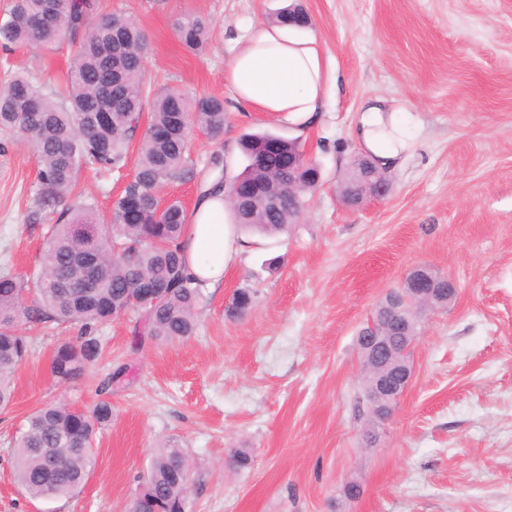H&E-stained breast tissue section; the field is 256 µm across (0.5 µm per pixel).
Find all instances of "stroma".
Masks as SVG:
<instances>
[{
    "mask_svg": "<svg viewBox=\"0 0 512 512\" xmlns=\"http://www.w3.org/2000/svg\"><path fill=\"white\" fill-rule=\"evenodd\" d=\"M287 0H101L106 13L136 21L150 45L152 88H182L224 101L218 136L190 133L195 176L173 182L162 201L193 211L213 172L245 161L242 134L268 130L298 140L322 170L300 221L277 236L244 234L222 287L203 288L192 336L139 342L127 312L100 331L101 356L62 384L56 347L76 336L40 330L15 374V399L0 410V512H125L155 451L177 443L192 469L191 512H512V0H301L336 71L315 123L236 107L224 84L234 40L273 19ZM211 23L202 51L186 49L174 23ZM71 62L68 41L0 48V81L15 72L44 82ZM383 96L417 112V148L387 172L390 192L344 207L338 186L363 151L352 135L365 98ZM84 168L78 188L101 218L132 176ZM38 158L33 145L0 131V270L36 275L54 216L29 218ZM454 279L458 295L431 314L413 353L414 375L378 447L361 440L356 413L361 360L356 336L378 301L415 267ZM256 293L231 319L233 293ZM112 420L94 441L82 492L33 500L18 490L11 440L45 404L91 408L117 369ZM248 448V470L229 469ZM359 499L343 495L348 481Z\"/></svg>",
    "mask_w": 512,
    "mask_h": 512,
    "instance_id": "obj_1",
    "label": "stroma"
}]
</instances>
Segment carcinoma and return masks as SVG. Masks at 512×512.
I'll return each instance as SVG.
<instances>
[{"label":"carcinoma","instance_id":"cac0c4a2","mask_svg":"<svg viewBox=\"0 0 512 512\" xmlns=\"http://www.w3.org/2000/svg\"><path fill=\"white\" fill-rule=\"evenodd\" d=\"M12 0L8 19L0 23V46L31 43L49 46L66 39L73 48L65 88L15 75L0 86V129L22 137L33 133L39 168L35 185L37 211L57 215L41 271L32 279L0 274V409L14 399V376L28 356L31 339L22 333L51 325L75 324L79 335L59 344L51 373L66 383L79 378L100 351L99 330L142 300L144 288L160 292L149 299L134 334L144 341H174L193 334L202 298L199 284L185 273L180 238L187 213L178 200L163 206L159 189L194 175L187 156L191 124L218 135L224 131V102L216 97L189 98L182 90H153L143 80L147 53L143 30L122 15H100V0ZM180 40L192 50L203 48L210 24L187 15L175 22ZM148 112L136 168L112 208L110 220L100 217L93 197L74 193L85 166L100 170L125 167L129 148ZM269 131L240 139L246 165L235 178L242 187L254 186L281 196V204L267 208L230 200L235 224L267 235L280 234L296 223L304 195L320 182V170L304 162L293 175L282 168V156L299 149L296 141L280 138V151H263ZM388 189L362 177L350 166L341 183V197L357 195L356 204ZM134 210L140 222L127 224ZM255 293L239 289L227 307L230 318L244 316ZM116 371L99 385V399L86 410L65 404L40 407L30 413L15 438L14 475L22 492L32 499L52 500L74 495L88 476L96 429L112 420V383ZM368 417L365 436L381 424L373 407L357 406ZM183 449H158L139 492L127 512H188L179 464ZM248 449L229 457L236 471L250 468Z\"/></svg>","mask_w":512,"mask_h":512}]
</instances>
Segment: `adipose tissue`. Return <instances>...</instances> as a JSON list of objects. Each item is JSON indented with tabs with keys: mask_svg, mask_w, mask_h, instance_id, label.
I'll list each match as a JSON object with an SVG mask.
<instances>
[{
	"mask_svg": "<svg viewBox=\"0 0 512 512\" xmlns=\"http://www.w3.org/2000/svg\"><path fill=\"white\" fill-rule=\"evenodd\" d=\"M224 70V83L245 109L286 116L289 125L310 124L325 101L331 74L316 37L296 36L290 27L259 21L237 38ZM414 115H401L387 100L373 96L358 110L353 135L376 167L398 168L414 143ZM223 192L201 199L186 227L182 249L186 272L209 288L218 287L237 251L239 232L226 221Z\"/></svg>",
	"mask_w": 512,
	"mask_h": 512,
	"instance_id": "ef3b65f1",
	"label": "adipose tissue"
}]
</instances>
